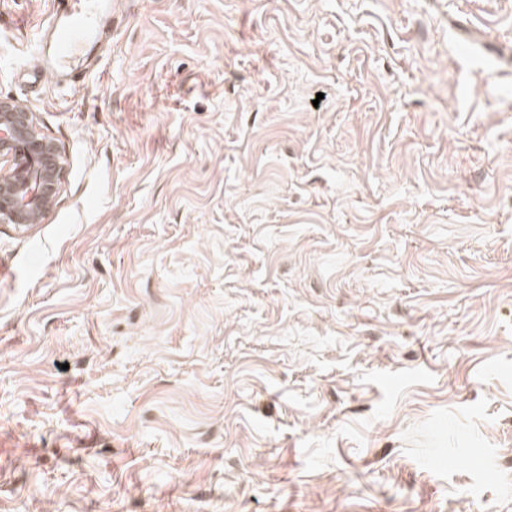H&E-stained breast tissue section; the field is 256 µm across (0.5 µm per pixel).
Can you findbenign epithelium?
I'll list each match as a JSON object with an SVG mask.
<instances>
[{
	"mask_svg": "<svg viewBox=\"0 0 512 512\" xmlns=\"http://www.w3.org/2000/svg\"><path fill=\"white\" fill-rule=\"evenodd\" d=\"M62 159L60 146L40 132L35 112L0 98V224L26 225L55 204Z\"/></svg>",
	"mask_w": 512,
	"mask_h": 512,
	"instance_id": "7a95c632",
	"label": "benign epithelium"
}]
</instances>
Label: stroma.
Instances as JSON below:
<instances>
[{
  "label": "stroma",
  "instance_id": "stroma-1",
  "mask_svg": "<svg viewBox=\"0 0 512 512\" xmlns=\"http://www.w3.org/2000/svg\"><path fill=\"white\" fill-rule=\"evenodd\" d=\"M61 11L0 512H512V0H117L71 82Z\"/></svg>",
  "mask_w": 512,
  "mask_h": 512
}]
</instances>
